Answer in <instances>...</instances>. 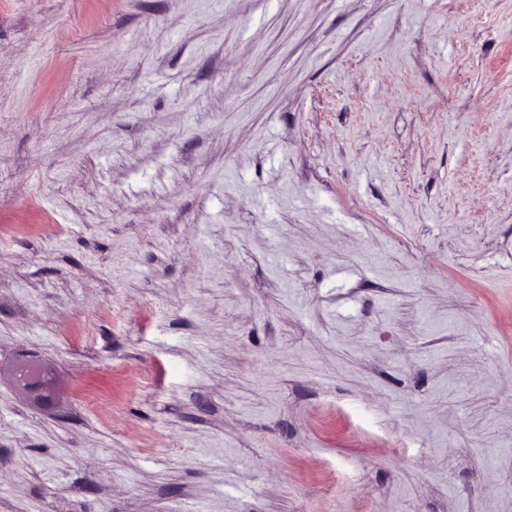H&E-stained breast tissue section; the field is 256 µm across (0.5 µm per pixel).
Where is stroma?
<instances>
[{"label": "stroma", "mask_w": 512, "mask_h": 512, "mask_svg": "<svg viewBox=\"0 0 512 512\" xmlns=\"http://www.w3.org/2000/svg\"><path fill=\"white\" fill-rule=\"evenodd\" d=\"M0 512H512V0H0ZM15 391L25 400L50 405L59 400L58 382L52 368L37 360H17L8 368Z\"/></svg>", "instance_id": "obj_1"}]
</instances>
